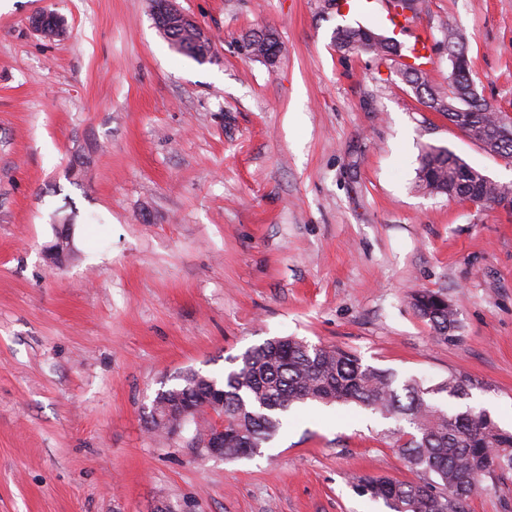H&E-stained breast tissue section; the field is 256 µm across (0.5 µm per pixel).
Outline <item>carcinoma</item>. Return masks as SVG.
I'll use <instances>...</instances> for the list:
<instances>
[{"instance_id": "carcinoma-1", "label": "carcinoma", "mask_w": 512, "mask_h": 512, "mask_svg": "<svg viewBox=\"0 0 512 512\" xmlns=\"http://www.w3.org/2000/svg\"><path fill=\"white\" fill-rule=\"evenodd\" d=\"M452 83H432L418 60L400 63L402 80L421 104L443 114L492 156L512 159V138L498 136L500 127H512V117L497 111L475 90L465 53V38L455 30L445 36ZM336 48L364 53L380 60L402 57L401 45L371 28L338 26ZM168 42L190 50L209 52L197 43L192 30H173ZM247 54L272 64L278 42L272 33L253 34L245 42ZM418 187L434 195L470 201L476 197L493 205L500 184L468 165L450 149L428 146L420 156ZM417 315L443 342L455 340L457 309L433 291L411 295ZM238 365L218 379L195 369L176 377V383L157 391L150 409L151 430L173 438L176 418L167 404L180 399L194 407L190 422L206 414L203 398L215 387L224 403L217 414L224 421V458L239 460L260 452L283 427V416L296 404L314 401L326 405L355 403L400 422L398 433L406 466L422 475L416 482L386 476H362L356 490L382 502L389 512H467L468 500L483 483L512 471V432L501 428L485 410H456L439 399L461 400L477 386L463 374H451L426 386L414 377L398 382L396 374L361 361L356 355L331 346L313 345L295 336L274 338L249 347Z\"/></svg>"}]
</instances>
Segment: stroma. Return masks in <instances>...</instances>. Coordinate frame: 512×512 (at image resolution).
I'll return each instance as SVG.
<instances>
[{"mask_svg": "<svg viewBox=\"0 0 512 512\" xmlns=\"http://www.w3.org/2000/svg\"><path fill=\"white\" fill-rule=\"evenodd\" d=\"M177 3L212 61L172 49L151 0H0V512H385L355 483L416 480L394 420L309 403L227 461L153 437L151 402L297 336L428 385L469 375L458 408L512 431V212L416 186L427 145L511 185L512 161L425 108L397 62L337 50L339 24L393 34L386 0ZM44 9L63 37L31 30ZM415 27L436 84L445 28L463 31L477 91L512 116V0H420ZM257 30L275 64L242 51ZM59 214L74 255L55 265ZM416 290L456 306V342ZM469 512H512V474ZM443 295L433 291H419L411 295V305L417 315L433 331L434 337L443 342L455 340L458 328V312ZM446 298V297H444Z\"/></svg>", "mask_w": 512, "mask_h": 512, "instance_id": "35a3bbf8", "label": "stroma"}]
</instances>
